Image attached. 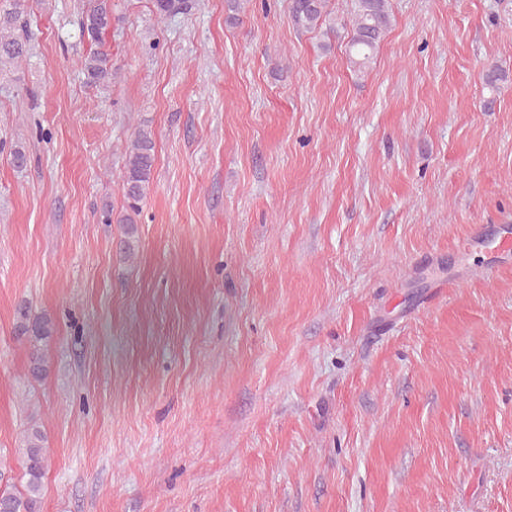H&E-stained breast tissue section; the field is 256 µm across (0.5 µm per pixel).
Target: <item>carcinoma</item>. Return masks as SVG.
I'll list each match as a JSON object with an SVG mask.
<instances>
[{"instance_id": "1", "label": "carcinoma", "mask_w": 512, "mask_h": 512, "mask_svg": "<svg viewBox=\"0 0 512 512\" xmlns=\"http://www.w3.org/2000/svg\"><path fill=\"white\" fill-rule=\"evenodd\" d=\"M26 0H0V70L23 62L32 46L25 8ZM156 14L171 18L186 14L194 0H155ZM291 16L302 29H315L330 17L328 0H292ZM391 25L388 0H356L351 20L348 58L350 64L362 69L374 53ZM112 31V8L109 0H89L79 20V38L94 49L81 61L89 83L104 85L112 80V54L104 49L106 34ZM155 164V146L151 132L140 128L134 132L127 147L124 164V205L119 223L124 225L123 249L134 253L135 224L147 197ZM21 327L31 342L38 344L53 336V324L43 315L30 318L20 312ZM48 366L38 350L30 354L28 375L35 381L44 379ZM45 437L37 426L26 433V453L21 477L23 491L0 490V497L9 503V512H40L43 479L48 466Z\"/></svg>"}]
</instances>
